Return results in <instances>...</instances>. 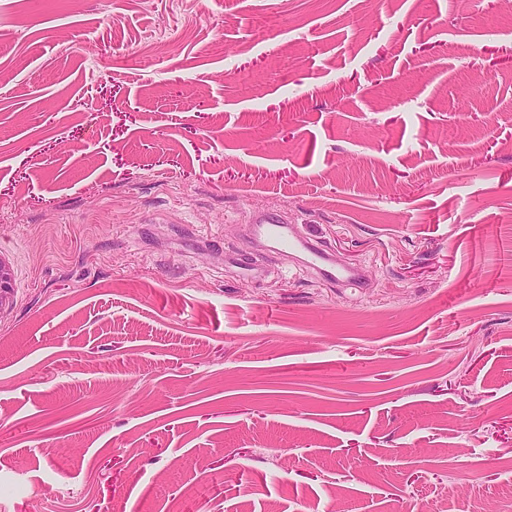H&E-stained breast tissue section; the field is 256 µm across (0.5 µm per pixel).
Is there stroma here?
Wrapping results in <instances>:
<instances>
[{"label": "stroma", "instance_id": "stroma-1", "mask_svg": "<svg viewBox=\"0 0 512 512\" xmlns=\"http://www.w3.org/2000/svg\"><path fill=\"white\" fill-rule=\"evenodd\" d=\"M505 2L0 0V512H512ZM251 223L252 230L265 238L274 249L299 252L302 255L301 263L313 269L323 280L338 283L355 279L356 271L353 268H336L318 237L293 233L291 225L287 226L280 214L260 213Z\"/></svg>", "mask_w": 512, "mask_h": 512}]
</instances>
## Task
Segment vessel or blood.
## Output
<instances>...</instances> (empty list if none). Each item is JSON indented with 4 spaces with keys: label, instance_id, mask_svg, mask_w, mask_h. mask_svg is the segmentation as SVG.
Masks as SVG:
<instances>
[{
    "label": "vessel or blood",
    "instance_id": "obj_1",
    "mask_svg": "<svg viewBox=\"0 0 512 512\" xmlns=\"http://www.w3.org/2000/svg\"><path fill=\"white\" fill-rule=\"evenodd\" d=\"M251 228L256 234L265 238L274 249L283 252H299L302 264L313 269L323 280L338 283L351 281L356 277L354 269L336 268L318 237L293 233L288 230L279 214L269 212L258 214L253 218Z\"/></svg>",
    "mask_w": 512,
    "mask_h": 512
}]
</instances>
